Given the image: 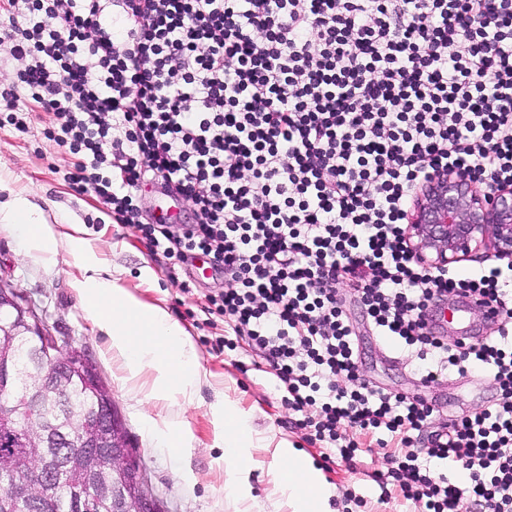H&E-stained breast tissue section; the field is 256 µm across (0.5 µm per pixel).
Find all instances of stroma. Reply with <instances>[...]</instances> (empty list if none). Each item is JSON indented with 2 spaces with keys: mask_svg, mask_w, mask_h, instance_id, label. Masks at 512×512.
<instances>
[{
  "mask_svg": "<svg viewBox=\"0 0 512 512\" xmlns=\"http://www.w3.org/2000/svg\"><path fill=\"white\" fill-rule=\"evenodd\" d=\"M13 113L10 119L0 114V170L9 174V188L0 191V202L7 200L9 191L23 193L47 223L55 225L59 237L79 230L98 261L101 276L115 279L118 287L142 301L165 308L195 341L199 367L207 377L197 402L181 407L141 400L109 359L104 333L89 318L71 286L84 273L80 261L63 245L51 257L27 250L15 227L0 223V276L11 280L49 326L96 364L164 512H291L272 480L276 460L266 446L270 437L302 451L321 468L333 490L327 512H420L418 505L404 498L396 482L381 486L373 481L374 472L389 467L385 449L358 453L352 467L341 461L323 464L322 448L305 440L294 414L281 401L273 375L265 371L262 358L247 340L236 336L232 348L216 349L215 339L223 335L224 327L206 325L201 308L207 294L224 289L223 270L213 267L197 276L190 267H172L162 253L150 250L138 229L113 223L107 206L95 195L71 188L66 173L77 157L45 137L48 117H35L23 100ZM185 280L191 287L187 293L180 288ZM346 314L357 331L361 377L389 392L421 397L435 405V413L414 433V447H426L446 416L472 414L497 403L498 386L486 374L463 378L447 370L430 385H423L411 353L376 336L358 303L347 300ZM220 394L250 415L256 429L257 468L250 478L251 497L244 502L232 501L224 492L229 474L219 461L222 451L216 446L210 414V405ZM147 415L175 422L189 436L186 446H166L146 432L143 418Z\"/></svg>",
  "mask_w": 512,
  "mask_h": 512,
  "instance_id": "stroma-1",
  "label": "stroma"
}]
</instances>
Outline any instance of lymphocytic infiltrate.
<instances>
[{"label":"lymphocytic infiltrate","mask_w":512,"mask_h":512,"mask_svg":"<svg viewBox=\"0 0 512 512\" xmlns=\"http://www.w3.org/2000/svg\"><path fill=\"white\" fill-rule=\"evenodd\" d=\"M6 52L78 160L68 181L171 264L203 253L227 286L204 312L267 361L306 439L353 462L341 434L404 447L377 481L425 512H512V266L428 268L406 235L441 172L512 186V0H7ZM149 182L189 201V224H146ZM376 335L414 349L423 383L482 372L495 406L452 416L424 452L419 398L362 379L339 288ZM495 304L498 333L466 346L424 330L436 300ZM466 471L431 478L421 457Z\"/></svg>","instance_id":"f902f5d3"}]
</instances>
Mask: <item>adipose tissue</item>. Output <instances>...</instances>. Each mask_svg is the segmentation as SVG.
<instances>
[{
  "instance_id": "adipose-tissue-1",
  "label": "adipose tissue",
  "mask_w": 512,
  "mask_h": 512,
  "mask_svg": "<svg viewBox=\"0 0 512 512\" xmlns=\"http://www.w3.org/2000/svg\"><path fill=\"white\" fill-rule=\"evenodd\" d=\"M0 222L14 225L27 249L51 255L57 239L52 225L25 196L14 194L0 203ZM69 248L81 258L87 274L74 289L87 312L109 340V350L120 360L127 379L151 371L146 400L193 404L206 375L198 364L190 333L163 307L138 299L114 281L93 274V254L86 242L69 237ZM215 435L224 449L223 461L235 478L224 488L234 500H246L251 492L249 476L256 466L253 457L255 430L250 416L235 403L220 397L212 406ZM278 466L274 481L292 512H326L330 495L321 472L286 443L275 447Z\"/></svg>"
}]
</instances>
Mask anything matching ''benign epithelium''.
<instances>
[{"label": "benign epithelium", "instance_id": "1", "mask_svg": "<svg viewBox=\"0 0 512 512\" xmlns=\"http://www.w3.org/2000/svg\"><path fill=\"white\" fill-rule=\"evenodd\" d=\"M409 219L410 247L426 265L459 264L481 248L499 259H512L511 187L486 196L467 176L440 173L417 193ZM0 307L15 312L12 320L0 321V388L10 382L14 337H31L42 359V368L24 395L0 406V452L8 454L26 445L34 449L16 458L23 478L12 482L0 499V512H11L13 501L34 495L56 512L62 508L57 498L60 476L45 447L83 449L73 457L69 483L86 508H97L104 498L111 512H159L161 505L148 489L130 435L95 365L56 335L35 306L1 276ZM74 383L91 396L95 413L73 416L70 432L61 438L55 437L48 420L36 427L30 423Z\"/></svg>", "mask_w": 512, "mask_h": 512}]
</instances>
